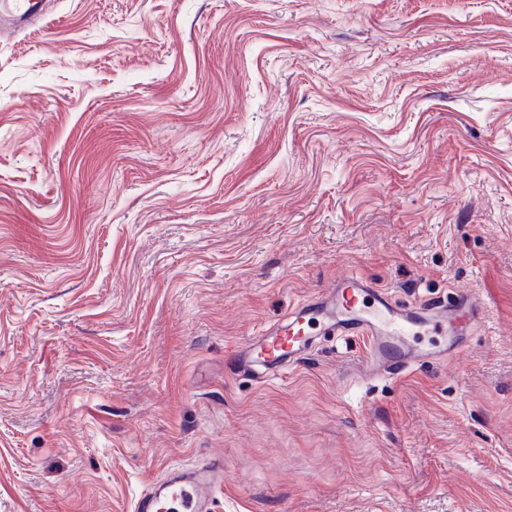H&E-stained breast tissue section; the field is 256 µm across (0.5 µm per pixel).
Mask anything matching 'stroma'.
I'll use <instances>...</instances> for the list:
<instances>
[{
	"label": "stroma",
	"instance_id": "35a3bbf8",
	"mask_svg": "<svg viewBox=\"0 0 512 512\" xmlns=\"http://www.w3.org/2000/svg\"><path fill=\"white\" fill-rule=\"evenodd\" d=\"M343 271L460 353L234 350ZM512 512V0H53L0 39V512ZM224 483V457L209 456L189 466L172 465L136 499L134 512H212Z\"/></svg>",
	"mask_w": 512,
	"mask_h": 512
}]
</instances>
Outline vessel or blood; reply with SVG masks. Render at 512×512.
Instances as JSON below:
<instances>
[{
    "label": "vessel or blood",
    "mask_w": 512,
    "mask_h": 512,
    "mask_svg": "<svg viewBox=\"0 0 512 512\" xmlns=\"http://www.w3.org/2000/svg\"><path fill=\"white\" fill-rule=\"evenodd\" d=\"M46 0H0V30L21 31L39 19ZM484 303L459 291L432 304L430 316L397 304L390 293L361 274L337 278L280 320L260 328L235 352L241 372L260 383L282 377L315 346L317 336L358 337L363 360L375 375H409L425 350L416 338L444 335L449 328L478 323ZM224 483V460L202 458L189 466L172 465L137 498L133 512H213L215 492Z\"/></svg>",
    "instance_id": "1"
}]
</instances>
